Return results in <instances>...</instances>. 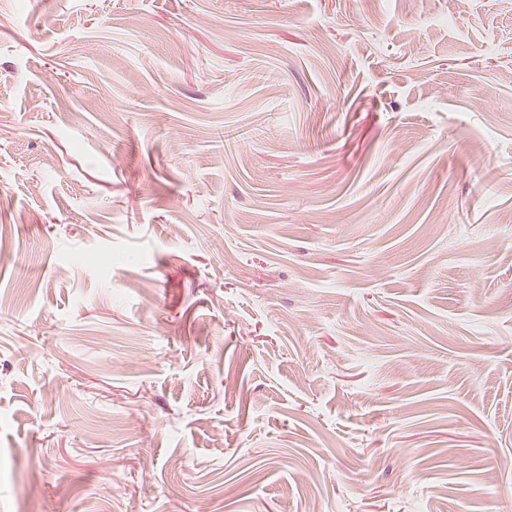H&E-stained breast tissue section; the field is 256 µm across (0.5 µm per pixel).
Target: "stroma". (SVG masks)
Returning a JSON list of instances; mask_svg holds the SVG:
<instances>
[{"mask_svg":"<svg viewBox=\"0 0 512 512\" xmlns=\"http://www.w3.org/2000/svg\"><path fill=\"white\" fill-rule=\"evenodd\" d=\"M512 506V0H0V512Z\"/></svg>","mask_w":512,"mask_h":512,"instance_id":"35a3bbf8","label":"stroma"}]
</instances>
